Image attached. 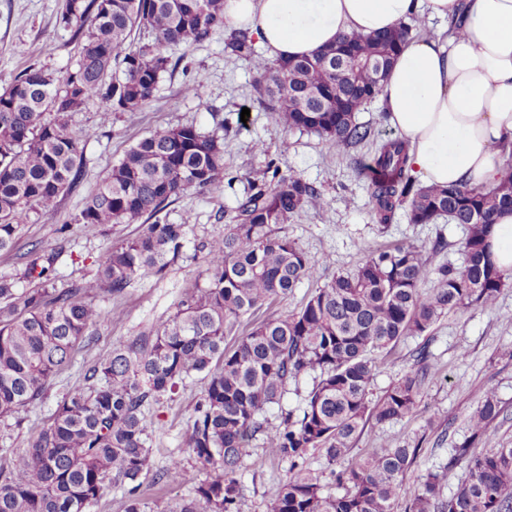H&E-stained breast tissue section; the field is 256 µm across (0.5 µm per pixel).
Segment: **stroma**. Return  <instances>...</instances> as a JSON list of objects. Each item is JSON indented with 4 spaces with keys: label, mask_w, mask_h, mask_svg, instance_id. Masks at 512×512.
I'll list each match as a JSON object with an SVG mask.
<instances>
[{
    "label": "stroma",
    "mask_w": 512,
    "mask_h": 512,
    "mask_svg": "<svg viewBox=\"0 0 512 512\" xmlns=\"http://www.w3.org/2000/svg\"><path fill=\"white\" fill-rule=\"evenodd\" d=\"M62 7L63 0H0V93L10 88L25 68H42L60 77L75 67L79 44L60 22ZM225 37L219 29L202 44L171 48L169 54L179 64L164 75L153 101L143 111L113 114L107 125L101 124L93 108L71 114L69 124L82 136L83 177L74 191L62 197L56 213L32 215L13 251L0 254V277L14 279L19 291L33 286L23 276V256L32 246L57 252L49 284L62 289L92 277L113 243L137 233V225L117 224L87 234L73 219L112 166L152 130L191 125L218 136L224 143L226 175L232 184L220 192H185L163 211V218L170 223H190L181 253L169 260L162 273L132 282L123 296L98 297V304L118 312V319L102 323L92 343L76 349L43 402L23 412L20 426L0 424V449L20 452L29 448L51 409L79 380L83 369L107 356L113 345L149 333L174 312L183 293L203 283L204 266L198 257L202 244L223 236L224 213L247 191V177L262 178L267 159H275L281 170L294 171L322 192L323 209L296 214L288 223V234L309 256L327 259L326 274L351 271L375 248L399 242L428 246L438 238L446 247L430 255L431 266L461 263L463 231L459 225L442 221L411 224L400 209L391 223H377L369 183L357 172L367 159L366 150L330 152L318 135L284 128L271 113L255 107L251 62L229 55L224 49ZM189 82L200 84V97L184 95L183 87ZM245 109L250 112L246 118L241 115ZM419 343V338L410 337L399 342L391 354L375 356L373 396L382 395L399 377L414 370L413 353ZM429 350L432 376L423 388L418 415L379 427L367 426L354 452L366 454L383 443L421 439L422 449L406 482L416 484L426 471L445 465L449 472L443 492L448 495L467 476L466 462L449 465L451 450L465 439L466 418L487 387L495 388L504 417L491 426L478 446L512 445V286L502 290L493 307L462 309L442 317L430 332ZM203 389V380H187L174 399L147 411L156 428L143 490L155 512H167L176 498L193 495L208 476L180 446ZM175 456L185 463L180 485L156 482V475ZM288 468V463L269 459L262 448H255L239 474L240 488L251 502L252 512H269L270 495L287 479Z\"/></svg>",
    "instance_id": "stroma-1"
}]
</instances>
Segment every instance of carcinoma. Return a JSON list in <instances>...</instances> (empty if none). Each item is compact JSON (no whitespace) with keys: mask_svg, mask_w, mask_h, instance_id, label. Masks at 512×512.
Masks as SVG:
<instances>
[{"mask_svg":"<svg viewBox=\"0 0 512 512\" xmlns=\"http://www.w3.org/2000/svg\"><path fill=\"white\" fill-rule=\"evenodd\" d=\"M60 20L80 44L75 69L59 81L27 68L0 94V252L13 249L31 215L55 212L75 187L83 154L68 116L96 104L105 124L114 112L144 109L163 75L178 66L168 49L201 44L226 26L224 0H65ZM142 29L153 42L136 40ZM415 31L402 22L369 37L344 35L309 57L274 64L256 53L247 28L231 29L225 48L251 60L260 107L340 153L373 141L371 126L357 114L380 94ZM267 168L271 181L253 184L237 201L224 236L202 247L205 283L185 292L151 333L113 346L87 367L30 447L0 464V512H89L113 486L124 490L125 512H154L141 481L152 453L145 410L173 398L197 375L205 386L181 447L209 474L172 512H251L237 475L259 435L268 457L290 463L288 479L272 493L271 512H395L401 502L404 512H512V447L473 451L503 413L491 388L469 414V436L448 466L427 471L412 487L405 478L418 446L352 457L367 425L419 413L431 372L424 342L415 351L417 369L373 400L371 355L428 335L451 311L493 306L509 285L512 276L495 266L486 238L496 217L512 210V153L492 186L438 188L417 183L405 141L378 144L366 164L378 223H389L403 208L410 224H460L463 262L432 271L426 247L405 243L373 250L353 271L326 280L327 260L311 258L286 228L297 213L323 207L321 191L271 160ZM224 180L217 136L192 126L156 129L112 166L74 217L89 231L144 221L138 235L101 257L93 278L61 291L21 294L14 280L0 278L1 419L40 403L76 347L90 343L99 324L119 318L97 305L100 294L123 295L182 251L188 222L170 224L158 215L181 193L221 190ZM55 259L32 249L24 276L48 281ZM320 279L299 310L235 336L244 315ZM310 375L313 386L301 404L281 407L288 384ZM274 405L280 413L271 420ZM312 449L320 451L336 491L299 467ZM463 459L468 476L446 498L448 469ZM183 476V460L174 457L156 478L175 485Z\"/></svg>","mask_w":512,"mask_h":512,"instance_id":"cac0c4a2","label":"carcinoma"}]
</instances>
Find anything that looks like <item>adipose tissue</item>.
I'll list each match as a JSON object with an SVG mask.
<instances>
[{
  "mask_svg": "<svg viewBox=\"0 0 512 512\" xmlns=\"http://www.w3.org/2000/svg\"><path fill=\"white\" fill-rule=\"evenodd\" d=\"M421 9L460 29L413 39L398 54L381 92L389 122L423 185L491 184L512 146V0H225L224 18L286 60Z\"/></svg>",
  "mask_w": 512,
  "mask_h": 512,
  "instance_id": "1",
  "label": "adipose tissue"
}]
</instances>
